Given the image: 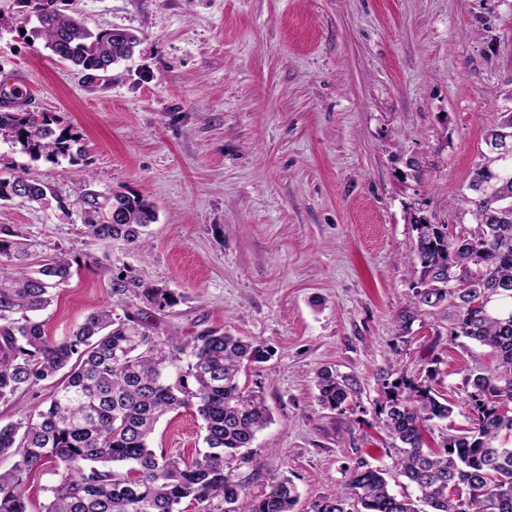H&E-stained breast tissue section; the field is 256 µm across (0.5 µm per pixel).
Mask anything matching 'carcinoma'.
<instances>
[{
    "label": "carcinoma",
    "instance_id": "cac0c4a2",
    "mask_svg": "<svg viewBox=\"0 0 512 512\" xmlns=\"http://www.w3.org/2000/svg\"><path fill=\"white\" fill-rule=\"evenodd\" d=\"M45 47L84 71H104L130 59L138 37L123 29L94 33L73 15L45 5L37 13ZM44 112L0 111V140L32 160L57 163L71 156V134L53 127ZM512 132V112L486 130L469 184L473 226L449 233L423 215L413 217V248L422 268L413 304L418 311L445 302L455 308L451 335L488 349L495 365L464 381L468 424L432 449L425 430L446 420L453 403L429 384L392 368L379 374L375 410L388 435L400 442L395 468L431 512H512V158L490 148ZM49 188L24 175L0 174V201L43 203ZM85 233L99 240L139 241L157 221L155 205L120 190L81 197ZM31 244L0 228V400L50 381L48 404L0 426V456L15 458L0 471V512H30L25 487L33 471L48 469L57 481L46 487L39 512H207L212 501L224 512H295L296 487L271 479L258 494L225 473L251 462L245 450L271 422L264 398L243 390L242 370L266 358L260 343L217 329L187 339L161 336L149 321L177 303L175 292L108 270L113 306L88 313L70 333L47 336L40 314L71 275V254L58 252L37 268L13 260ZM480 272L473 288L459 292L440 284L449 270ZM509 286L507 293L499 286ZM481 298L484 309L470 303ZM317 402L342 410L360 387L331 368L316 373ZM191 410L203 421L205 448L187 460L152 447L159 420ZM387 472L357 462L332 497L312 512H418L407 496L389 488Z\"/></svg>",
    "mask_w": 512,
    "mask_h": 512
}]
</instances>
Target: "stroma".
I'll return each mask as SVG.
<instances>
[{
  "mask_svg": "<svg viewBox=\"0 0 512 512\" xmlns=\"http://www.w3.org/2000/svg\"><path fill=\"white\" fill-rule=\"evenodd\" d=\"M43 0H0V84L27 80L0 110L47 112L78 138L77 164L0 143V171L28 172L44 206L0 201V227L32 242V263L60 250L84 263L45 313L60 337L111 306L100 268L176 292L163 336L221 329L268 351L240 382L271 424L230 477L261 492L290 479L296 512L333 496L363 460L392 469L374 412L388 365L429 379L466 423L467 375L485 350L451 338V311L413 308L421 266L413 214L470 224L458 204L482 138L512 111V0H53L94 31L126 29L133 56L90 74L52 57ZM144 196L158 214L139 245L84 235L86 190ZM324 367L361 387L322 408ZM202 420H161L155 447L194 455Z\"/></svg>",
  "mask_w": 512,
  "mask_h": 512,
  "instance_id": "obj_1",
  "label": "stroma"
}]
</instances>
